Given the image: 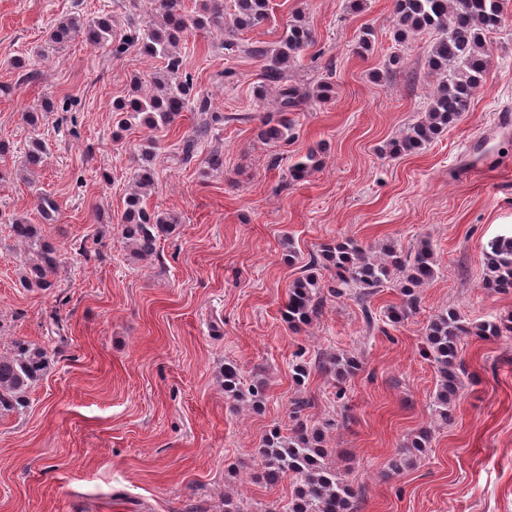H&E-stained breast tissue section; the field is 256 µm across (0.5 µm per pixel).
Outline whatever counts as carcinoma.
<instances>
[{
    "label": "carcinoma",
    "mask_w": 512,
    "mask_h": 512,
    "mask_svg": "<svg viewBox=\"0 0 512 512\" xmlns=\"http://www.w3.org/2000/svg\"><path fill=\"white\" fill-rule=\"evenodd\" d=\"M230 3L231 10L227 11L224 0H202L199 14L190 17L184 14L183 0H151L149 20L132 22L130 33L118 41L112 39V17L71 15L51 25L47 45L61 48L81 39L94 48L110 46L114 58L136 47L142 54L161 60L162 67L153 77L152 91L139 93L136 80L131 97L117 101L118 129L139 126L153 131L172 126L185 111L199 113L196 127L173 148V157L187 164L197 156L208 132L233 120V115L215 110L208 92L197 87L192 74L184 68L179 51L180 35L190 26L216 30L224 34L225 49L231 50L239 32L271 20L273 14L271 0H230ZM507 8L508 0H394L393 40L403 46L411 38L429 36L426 64L435 75L436 84L423 117L400 138L389 141L383 148L385 154L395 157L423 149L469 111L476 90L485 83L490 71L486 36L504 24ZM314 43L312 29L297 15L283 26L276 41L248 49L251 57L263 62V86L277 89L276 115L262 119L258 128L257 136L265 144L288 143L295 126L292 115L301 111L308 99L325 100L334 89L331 69L308 92L288 83V69ZM46 155L44 141L31 138L23 171H36ZM154 157L152 146L142 153L120 220L122 238L139 259L153 256L158 241L177 223V219L150 211L144 204L155 185ZM319 164L318 150L311 149L291 167L290 176L301 180L317 170ZM0 224L6 225L11 236L33 252L21 275L24 285L42 290L52 287L50 276L59 258L55 246L23 216L0 211ZM483 263V288L489 292L512 290V231L487 241ZM324 267L331 270V279L326 282L315 274ZM304 268L307 274L289 286L282 311V317L293 330L310 325L326 294L356 298L363 303L367 322H373L367 301L391 280L398 283L400 300L387 306L383 313L385 323L396 326L418 313L420 288L434 280L437 259L426 240L405 252L391 245L376 251L353 239H344L322 245ZM510 334L512 316H490L481 322H471L460 312L449 310L429 321L422 344L438 373L433 400L436 420L448 422L452 403L462 388L459 376L462 338H498ZM48 367L47 353L33 343L19 341L14 352L0 356V410L25 407L29 389L40 381ZM316 367L333 373L336 383L342 385L362 370V363L347 353H336L316 366L298 356L291 365L294 383L303 385ZM222 377L227 398L246 401L255 409L261 406L266 397V381L255 378L243 381L239 367L232 361L224 363ZM309 405L307 399L294 400L289 432L273 431L265 438L261 446L264 478L269 483H276L288 474L295 478L296 488L288 512H356L354 491L325 463L327 450L321 447L323 430L308 428L302 419V412Z\"/></svg>",
    "instance_id": "1"
}]
</instances>
